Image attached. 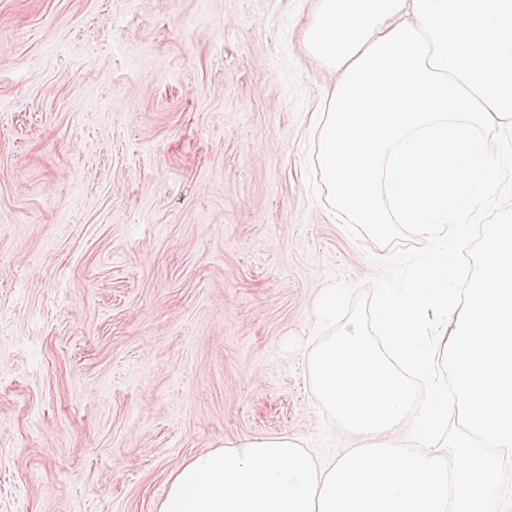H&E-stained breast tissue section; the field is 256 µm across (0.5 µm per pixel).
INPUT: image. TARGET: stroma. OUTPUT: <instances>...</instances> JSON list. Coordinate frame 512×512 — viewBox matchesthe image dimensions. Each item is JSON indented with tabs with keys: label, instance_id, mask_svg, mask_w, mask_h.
<instances>
[{
	"label": "stroma",
	"instance_id": "1",
	"mask_svg": "<svg viewBox=\"0 0 512 512\" xmlns=\"http://www.w3.org/2000/svg\"><path fill=\"white\" fill-rule=\"evenodd\" d=\"M315 6L0 0V512L317 436V298L378 268L306 180Z\"/></svg>",
	"mask_w": 512,
	"mask_h": 512
}]
</instances>
